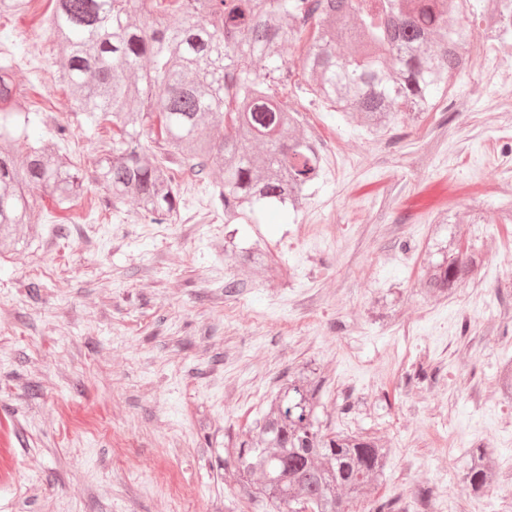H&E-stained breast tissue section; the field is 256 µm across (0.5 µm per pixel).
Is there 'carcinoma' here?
Here are the masks:
<instances>
[{"label": "carcinoma", "instance_id": "1", "mask_svg": "<svg viewBox=\"0 0 512 512\" xmlns=\"http://www.w3.org/2000/svg\"><path fill=\"white\" fill-rule=\"evenodd\" d=\"M44 22L60 46L58 73L71 111L109 126L95 180L117 202L130 200L155 224L170 221L179 201L169 163L195 175L222 165L218 199L224 223L271 206L298 213L327 170L301 112L278 97L291 71L283 42H307L306 93L345 118L384 132L418 117L464 72L472 29L460 19L468 0H48ZM481 18L479 33L512 51V0ZM30 0H0V18L29 13ZM263 64L258 70L255 64ZM0 60V247L14 245L20 224L42 212L29 189L42 188L66 212L86 187L82 169L52 139L17 142L36 111ZM435 232L420 279L422 293L447 296L483 264L459 225ZM243 262L273 280L280 269L258 248ZM512 397V360L497 370ZM321 382L312 369L288 375L262 417L224 448L240 498L268 512H408L379 495L391 449L374 433L322 428ZM463 479L482 497L499 481L495 459L472 452Z\"/></svg>", "mask_w": 512, "mask_h": 512}]
</instances>
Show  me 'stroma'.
Segmentation results:
<instances>
[{"label":"stroma","mask_w":512,"mask_h":512,"mask_svg":"<svg viewBox=\"0 0 512 512\" xmlns=\"http://www.w3.org/2000/svg\"><path fill=\"white\" fill-rule=\"evenodd\" d=\"M33 33L44 37L36 71L22 66ZM0 41L39 107L29 140L68 126L59 147L88 179L71 221L52 212L0 252V512H261L235 501L224 442L300 367L324 383V427L374 432L391 448L383 496L408 502L425 489L434 512H453L447 493L463 487L474 448L512 485V400L491 386L478 410L461 391L512 359L500 343L512 322L498 317L512 308V226L500 220L512 166L490 173L488 151L512 158L507 88L460 77L466 115L445 98L378 137L297 97L310 133L347 158L310 191L322 237L273 208L226 224L215 166L204 180L174 166L180 213L153 224L95 182L110 134L70 111L40 14L1 19ZM450 213L478 218L466 231L488 294L475 307L463 286L438 300L419 290L436 219ZM228 233L287 276L267 283L225 253ZM228 279L240 294L225 295Z\"/></svg>","instance_id":"1"}]
</instances>
